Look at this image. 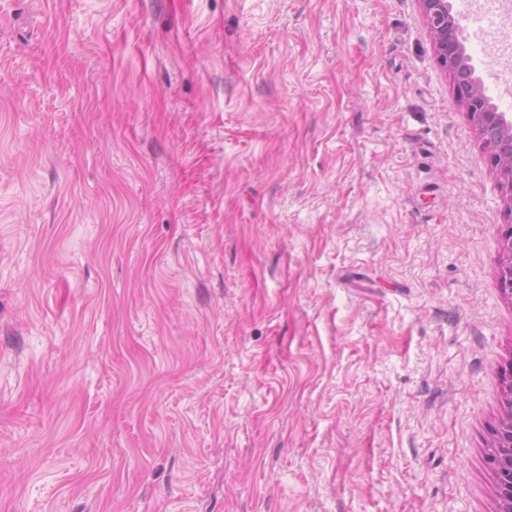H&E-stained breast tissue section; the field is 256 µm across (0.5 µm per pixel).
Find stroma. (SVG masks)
<instances>
[{
    "label": "stroma",
    "mask_w": 512,
    "mask_h": 512,
    "mask_svg": "<svg viewBox=\"0 0 512 512\" xmlns=\"http://www.w3.org/2000/svg\"><path fill=\"white\" fill-rule=\"evenodd\" d=\"M510 222L417 0H0V512H498Z\"/></svg>",
    "instance_id": "stroma-1"
}]
</instances>
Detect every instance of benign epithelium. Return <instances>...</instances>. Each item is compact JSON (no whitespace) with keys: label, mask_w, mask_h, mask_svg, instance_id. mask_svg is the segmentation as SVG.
I'll use <instances>...</instances> for the list:
<instances>
[{"label":"benign epithelium","mask_w":512,"mask_h":512,"mask_svg":"<svg viewBox=\"0 0 512 512\" xmlns=\"http://www.w3.org/2000/svg\"><path fill=\"white\" fill-rule=\"evenodd\" d=\"M430 31L438 61L452 73L458 96L466 102L470 117L483 138V144L497 168L503 187L512 199V119L497 111L480 80L460 40L458 22L448 0H417ZM509 393L507 413L496 436L498 493L502 512H512V365L503 374Z\"/></svg>","instance_id":"1"}]
</instances>
